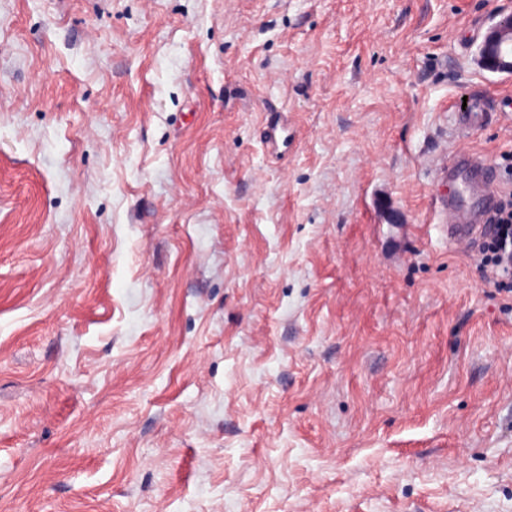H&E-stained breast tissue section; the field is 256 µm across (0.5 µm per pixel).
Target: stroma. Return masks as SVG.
Instances as JSON below:
<instances>
[{
	"instance_id": "1",
	"label": "stroma",
	"mask_w": 512,
	"mask_h": 512,
	"mask_svg": "<svg viewBox=\"0 0 512 512\" xmlns=\"http://www.w3.org/2000/svg\"><path fill=\"white\" fill-rule=\"evenodd\" d=\"M503 11L0 0V512H512V294L438 210L512 186ZM479 48L480 65L491 73L512 74V12H501ZM462 104L459 105L457 120L458 127L463 133L477 131L492 120L493 114L488 112L489 106L482 99H469L465 109H462ZM440 176L448 181V196L439 201L448 217V241L467 248L484 229L496 203V171L489 159L467 149L459 150Z\"/></svg>"
}]
</instances>
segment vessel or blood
I'll return each instance as SVG.
<instances>
[{
  "instance_id": "obj_1",
  "label": "vessel or blood",
  "mask_w": 512,
  "mask_h": 512,
  "mask_svg": "<svg viewBox=\"0 0 512 512\" xmlns=\"http://www.w3.org/2000/svg\"><path fill=\"white\" fill-rule=\"evenodd\" d=\"M492 119L488 104L472 98L457 114L463 133L479 130ZM440 176L448 182V195L440 202L448 223L445 230L454 246L468 247L484 229L496 203V171L489 159L466 149L459 150Z\"/></svg>"
}]
</instances>
